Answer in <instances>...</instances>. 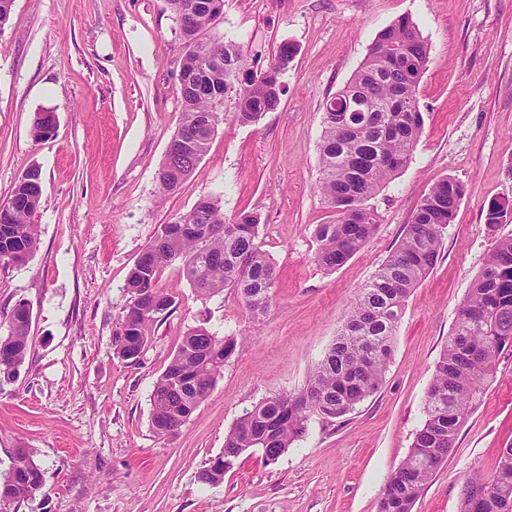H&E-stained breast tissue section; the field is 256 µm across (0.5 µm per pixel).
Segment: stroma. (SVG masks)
I'll use <instances>...</instances> for the list:
<instances>
[{
    "label": "stroma",
    "instance_id": "1",
    "mask_svg": "<svg viewBox=\"0 0 512 512\" xmlns=\"http://www.w3.org/2000/svg\"><path fill=\"white\" fill-rule=\"evenodd\" d=\"M430 48L417 87L424 116L410 163L368 205L377 227L333 272L315 260L316 225L332 218L317 189L322 112L401 17ZM212 36L257 66L294 56L277 109L240 124L231 105L195 173L174 195L157 173L181 112L185 53L166 0H14L0 27V205L38 168L37 252L0 270V315L31 312V346L0 382V472L34 451L40 491L0 512H378L388 477L424 420L427 390L458 309L495 238L494 201L512 202V0H224ZM54 132L34 139L36 113ZM465 186L440 257L408 298L384 380L346 415L312 416L276 463L244 453L222 483L198 473L236 419L265 398L302 390L359 288L396 249L440 179ZM219 198L226 217L260 213L277 279L266 315L232 289L201 299L179 264L158 286L175 299L137 361L116 349L131 301L127 277L158 225ZM205 325L240 342L207 398L170 437L154 433L150 395L185 332ZM512 445V351L460 429L413 512H459L464 480L491 473Z\"/></svg>",
    "mask_w": 512,
    "mask_h": 512
}]
</instances>
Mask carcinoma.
Returning <instances> with one entry per match:
<instances>
[{"instance_id":"1","label":"carcinoma","mask_w":512,"mask_h":512,"mask_svg":"<svg viewBox=\"0 0 512 512\" xmlns=\"http://www.w3.org/2000/svg\"><path fill=\"white\" fill-rule=\"evenodd\" d=\"M186 45L199 65L192 86L178 88L182 110L177 129H197L196 155L204 157L217 131L219 111L233 102L236 119L248 125L280 103V76L292 47L284 44L264 69L250 66L233 41L206 36L220 15L194 6V0H168ZM429 62V47L416 24L400 18L384 28L367 57L342 90L332 96L363 103L362 112L323 106L318 189L334 218L314 230L316 260L334 271L358 253L374 234L376 219L366 202L413 156L424 119L416 86ZM53 126L41 113L32 126L40 140ZM197 165L163 159L159 193L179 191ZM465 194L462 182L447 177L421 199L393 253L359 290L336 339L297 393L266 398L246 410L225 434L224 451L200 471L201 482L216 485L245 452L257 448L274 463L301 438L311 417L339 418L381 385L394 348V336L413 288L435 265L443 235ZM42 197L41 175L18 181L0 206V269L25 264L38 247L34 217ZM261 215L241 212L228 218L219 201L202 198L186 214L161 224L131 268L118 354L137 360L153 323L174 304L158 287L161 268L179 262L198 296L209 298L231 288L255 315L267 313L276 267L259 240ZM8 334L0 337V380L19 372L31 344V319L9 313ZM237 346L204 326L188 330L151 393L152 426L160 436L174 434L205 400ZM512 348V235L494 240L486 262L464 299L448 335L427 392L425 419L408 455L389 477L379 512H412L425 485L448 459L459 430L484 382L494 374L500 352ZM512 445L502 449L494 473L467 478L460 512H512ZM44 484L29 448L14 449L0 476V505L24 500Z\"/></svg>"}]
</instances>
